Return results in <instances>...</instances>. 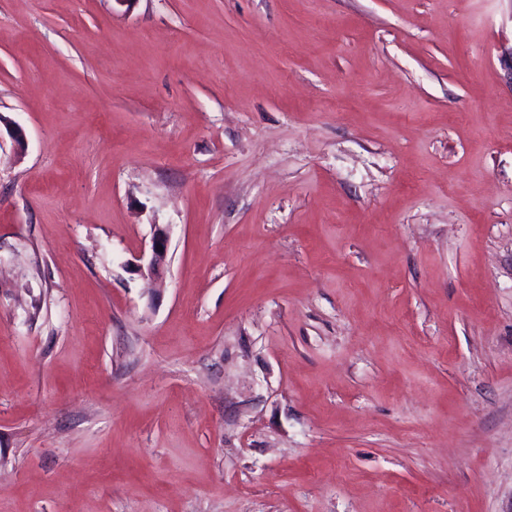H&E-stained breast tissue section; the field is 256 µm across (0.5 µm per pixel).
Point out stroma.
<instances>
[{
    "label": "stroma",
    "mask_w": 512,
    "mask_h": 512,
    "mask_svg": "<svg viewBox=\"0 0 512 512\" xmlns=\"http://www.w3.org/2000/svg\"><path fill=\"white\" fill-rule=\"evenodd\" d=\"M0 512H512V0H0ZM162 246V249H159ZM169 239L166 229L162 224L155 225L154 234L150 246V257L146 267L139 265L141 273L148 275H158L161 273L167 259Z\"/></svg>",
    "instance_id": "obj_1"
}]
</instances>
